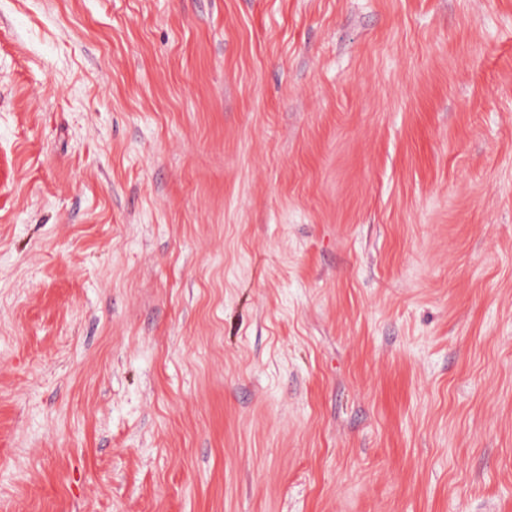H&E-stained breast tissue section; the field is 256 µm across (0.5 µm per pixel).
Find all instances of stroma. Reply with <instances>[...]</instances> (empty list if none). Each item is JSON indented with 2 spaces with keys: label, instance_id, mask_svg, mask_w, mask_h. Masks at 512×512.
Segmentation results:
<instances>
[{
  "label": "stroma",
  "instance_id": "1",
  "mask_svg": "<svg viewBox=\"0 0 512 512\" xmlns=\"http://www.w3.org/2000/svg\"><path fill=\"white\" fill-rule=\"evenodd\" d=\"M0 512H512V0H0Z\"/></svg>",
  "mask_w": 512,
  "mask_h": 512
}]
</instances>
